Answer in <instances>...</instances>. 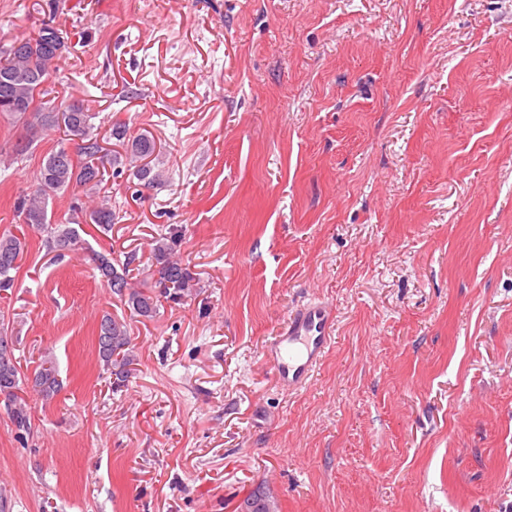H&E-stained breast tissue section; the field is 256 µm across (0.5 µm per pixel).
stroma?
I'll return each instance as SVG.
<instances>
[{
	"instance_id": "1",
	"label": "stroma",
	"mask_w": 512,
	"mask_h": 512,
	"mask_svg": "<svg viewBox=\"0 0 512 512\" xmlns=\"http://www.w3.org/2000/svg\"><path fill=\"white\" fill-rule=\"evenodd\" d=\"M81 36L49 88L154 138L164 180L108 175L111 231L25 228L0 317L62 389L0 406V512H512V0H0V36ZM0 122V232L61 132ZM196 280L132 315L91 254ZM319 299L336 340L305 390L263 348ZM127 321L124 388L97 357ZM98 359L112 376L113 390L124 387L131 376L136 354L128 325L117 317H103L99 324Z\"/></svg>"
}]
</instances>
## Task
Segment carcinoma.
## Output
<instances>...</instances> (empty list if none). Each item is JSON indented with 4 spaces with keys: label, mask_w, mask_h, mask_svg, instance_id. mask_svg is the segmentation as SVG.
<instances>
[{
    "label": "carcinoma",
    "mask_w": 512,
    "mask_h": 512,
    "mask_svg": "<svg viewBox=\"0 0 512 512\" xmlns=\"http://www.w3.org/2000/svg\"><path fill=\"white\" fill-rule=\"evenodd\" d=\"M10 45L0 47V118L11 124L31 127L28 116L40 119L41 127L57 129L74 142L70 151L67 141L42 161L36 175L37 186L29 195H21L15 202V211L24 223L47 234V247L54 252L60 248L75 252L82 248V225L91 224L105 232L114 224L112 203L101 194L106 167L116 173L127 170L139 185L148 188L162 181V172L154 170L151 157L156 152L154 139L140 135L127 138V129L117 123L112 126L110 138L118 142V149H107L92 133L94 118L91 106L83 100L71 99L47 104L46 84L59 70L70 50V43L62 30L48 22L38 34L13 37ZM73 190L68 217L59 222L49 215V202ZM181 235L177 232L161 234L152 242L154 269L141 286L131 283L129 269H122L102 253L94 256L101 280L118 295L128 308L143 318L157 315L161 300L181 301L193 295L194 277L176 258ZM26 242L12 231L0 233V292L14 288ZM98 359L112 376V389L124 387L136 362L133 338L126 322L117 317L101 319L98 333ZM30 387L44 399L52 398L60 389L54 362L46 359L30 375L21 371L14 353L0 356V395L8 418L18 437L31 430V413L20 402L18 393ZM245 500L263 503L268 510H278L269 492L258 487Z\"/></svg>",
    "instance_id": "obj_1"
}]
</instances>
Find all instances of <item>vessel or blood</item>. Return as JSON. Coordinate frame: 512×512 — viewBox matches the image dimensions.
<instances>
[{
    "label": "vessel or blood",
    "mask_w": 512,
    "mask_h": 512,
    "mask_svg": "<svg viewBox=\"0 0 512 512\" xmlns=\"http://www.w3.org/2000/svg\"><path fill=\"white\" fill-rule=\"evenodd\" d=\"M336 317L324 302L312 300L295 310L280 331L267 340L264 359L276 383L288 391L305 388L335 341Z\"/></svg>",
    "instance_id": "obj_1"
}]
</instances>
